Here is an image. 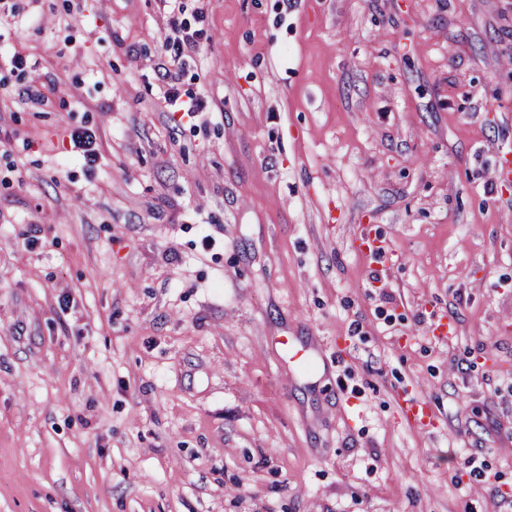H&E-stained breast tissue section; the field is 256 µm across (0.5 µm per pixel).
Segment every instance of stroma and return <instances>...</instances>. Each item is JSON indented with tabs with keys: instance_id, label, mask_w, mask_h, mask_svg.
I'll use <instances>...</instances> for the list:
<instances>
[{
	"instance_id": "obj_1",
	"label": "stroma",
	"mask_w": 512,
	"mask_h": 512,
	"mask_svg": "<svg viewBox=\"0 0 512 512\" xmlns=\"http://www.w3.org/2000/svg\"><path fill=\"white\" fill-rule=\"evenodd\" d=\"M13 2L0 512H512V0ZM163 8L169 16L171 23V33L165 38L162 44V50L168 58V66L163 68L164 73L161 74L162 81L166 84L167 89L164 93L165 102L168 105H176L179 100L177 83L181 69L184 67L186 58L191 57L202 43L208 40L210 36L207 30L202 27L204 17L199 16L198 24L200 28L192 27L179 21L178 14L182 12L181 0H161ZM70 140L74 148L81 151L85 161L89 166L96 161L97 142L94 131L89 129H76L70 132ZM400 409L402 414L411 421L419 420L426 427H429L432 423L425 398L416 397L415 395L405 398L400 403Z\"/></svg>"
}]
</instances>
